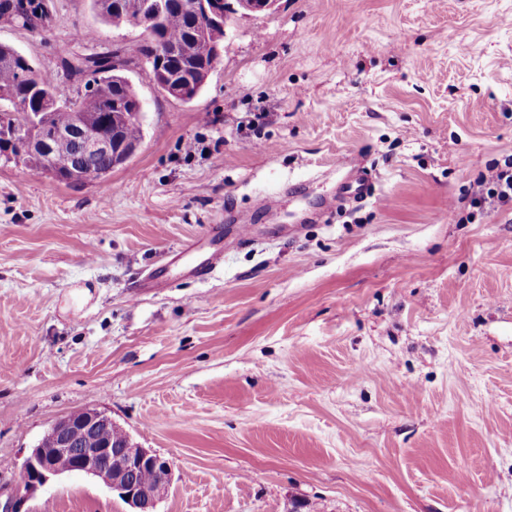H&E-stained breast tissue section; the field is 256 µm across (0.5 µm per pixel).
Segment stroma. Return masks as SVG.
<instances>
[{"label": "stroma", "instance_id": "stroma-1", "mask_svg": "<svg viewBox=\"0 0 512 512\" xmlns=\"http://www.w3.org/2000/svg\"><path fill=\"white\" fill-rule=\"evenodd\" d=\"M53 14L0 44L57 73L76 31L139 35ZM127 76L144 137L104 183L0 161V505L127 512L82 474L21 490L94 407L172 461L156 512H512V203L470 205L512 158V0H278L193 101ZM353 177L347 182L343 199L350 203H361L375 194V182L371 171L364 164H358L352 169Z\"/></svg>", "mask_w": 512, "mask_h": 512}]
</instances>
